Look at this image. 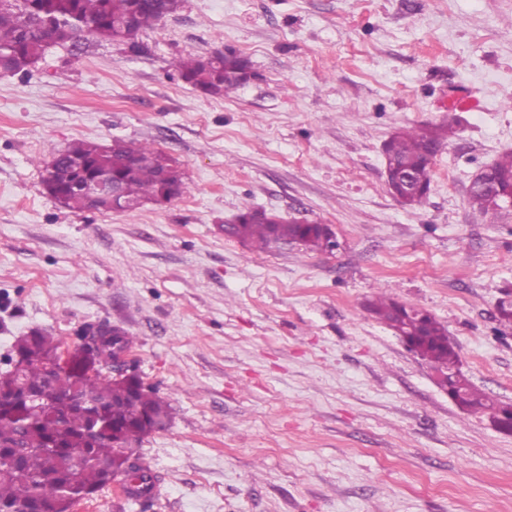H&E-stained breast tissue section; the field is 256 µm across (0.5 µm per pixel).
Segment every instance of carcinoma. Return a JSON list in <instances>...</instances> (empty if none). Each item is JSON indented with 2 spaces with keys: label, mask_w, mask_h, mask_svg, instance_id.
Segmentation results:
<instances>
[{
  "label": "carcinoma",
  "mask_w": 512,
  "mask_h": 512,
  "mask_svg": "<svg viewBox=\"0 0 512 512\" xmlns=\"http://www.w3.org/2000/svg\"><path fill=\"white\" fill-rule=\"evenodd\" d=\"M180 8V0H8L0 2V75L24 77L46 52V39L65 45L81 36L138 47L140 32ZM174 72L195 89L228 96L247 79L248 59L234 52L179 58ZM453 126L396 131L387 143L388 165L406 172L409 183L403 205L414 208L424 198L414 193L430 187V165ZM107 166L120 183L124 199L168 203L183 192L181 172L151 145L79 141L56 154L46 166V190L68 186L81 169ZM501 189H512V154L492 165ZM75 209H104L85 194L68 192L57 198ZM469 202L481 213L493 210L487 193L469 189ZM226 234L260 250L277 244H298L310 250L327 248L325 231L317 223L288 220L261 209L245 207ZM379 320L424 348V360L438 374L455 370L451 386L464 392V410L496 418L503 412L502 432L512 433V405L495 401L474 389L458 369V354L447 330L434 317L410 304L379 295L368 303ZM64 341L41 331L16 340L7 358L20 357L21 367L0 369V458L22 466L0 469V512H20L33 498L62 502L70 509L95 494L106 482L99 470L110 463L120 476L137 483L125 489L127 500L151 495L158 476L141 462L136 444L164 429L171 419L169 404L150 387L112 378V325L80 328L71 345L74 359L60 367ZM59 452L48 450L50 445ZM81 448L86 462L76 466L65 449Z\"/></svg>",
  "instance_id": "carcinoma-1"
}]
</instances>
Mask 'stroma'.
Instances as JSON below:
<instances>
[{
  "mask_svg": "<svg viewBox=\"0 0 512 512\" xmlns=\"http://www.w3.org/2000/svg\"><path fill=\"white\" fill-rule=\"evenodd\" d=\"M219 50L250 62L232 97L170 67ZM454 118L404 207L385 142ZM78 140L151 144L182 194L61 205L45 166ZM511 152L512 0H182L136 50L52 48L0 76V358L37 328L133 336L172 418L140 445L160 494L125 512H512V434L366 308L426 310L469 381L512 404V211L468 197ZM246 206L330 225L336 246L243 244L224 226Z\"/></svg>",
  "mask_w": 512,
  "mask_h": 512,
  "instance_id": "stroma-1",
  "label": "stroma"
}]
</instances>
